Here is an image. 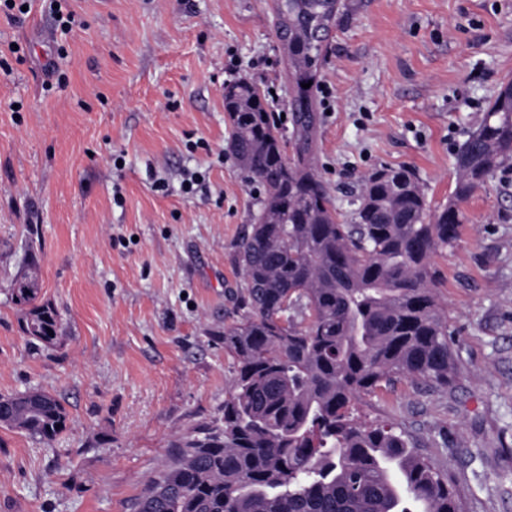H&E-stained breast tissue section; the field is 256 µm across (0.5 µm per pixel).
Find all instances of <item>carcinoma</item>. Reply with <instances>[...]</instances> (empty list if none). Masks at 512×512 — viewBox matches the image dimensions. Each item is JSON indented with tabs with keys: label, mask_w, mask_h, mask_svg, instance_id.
Here are the masks:
<instances>
[{
	"label": "carcinoma",
	"mask_w": 512,
	"mask_h": 512,
	"mask_svg": "<svg viewBox=\"0 0 512 512\" xmlns=\"http://www.w3.org/2000/svg\"><path fill=\"white\" fill-rule=\"evenodd\" d=\"M335 7L275 0L276 27L289 32L291 142L263 90L246 79L225 87L232 152L264 189L236 253L246 314L224 328L236 373L221 423L173 440L132 512H461L405 430L358 422L352 405L400 378L444 390L456 381L431 260L459 240L461 203L512 161V81L459 146L448 204L430 209L415 172L382 166L361 178L344 221L314 163L315 97L302 87L317 83L325 40L314 32ZM16 284L30 306L23 333L54 345L58 315L34 304L36 278ZM0 401L11 429L50 441L66 427L65 407L44 391Z\"/></svg>",
	"instance_id": "cac0c4a2"
}]
</instances>
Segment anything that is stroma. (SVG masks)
<instances>
[{
	"label": "stroma",
	"instance_id": "35a3bbf8",
	"mask_svg": "<svg viewBox=\"0 0 512 512\" xmlns=\"http://www.w3.org/2000/svg\"><path fill=\"white\" fill-rule=\"evenodd\" d=\"M342 2L318 76L332 95H315L317 170L346 218L379 166L414 170L439 207L512 79V0ZM66 8V35L42 0L0 14V395L42 390L68 413L49 443L0 425V512H129L171 440L222 416L224 328L244 313L236 244L264 196L231 152L224 88H275L282 108L290 93L274 0ZM186 170L208 194L180 192ZM462 209L458 243L433 259L455 384L400 379L354 414L408 431L463 512H512V169ZM30 267L60 318L48 348L31 347L15 300Z\"/></svg>",
	"mask_w": 512,
	"mask_h": 512
}]
</instances>
